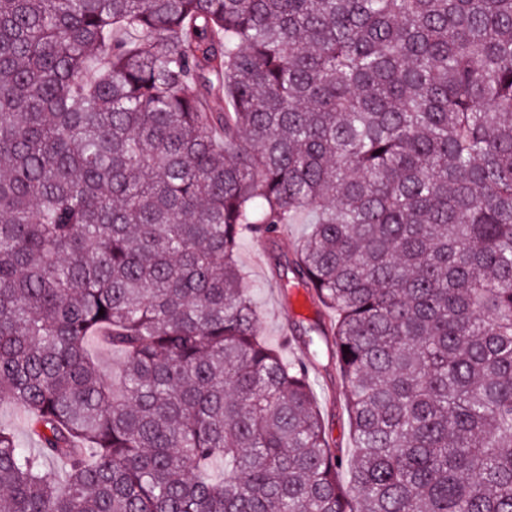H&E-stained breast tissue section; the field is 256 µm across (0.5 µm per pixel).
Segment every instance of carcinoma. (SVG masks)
<instances>
[{
    "label": "carcinoma",
    "instance_id": "cac0c4a2",
    "mask_svg": "<svg viewBox=\"0 0 512 512\" xmlns=\"http://www.w3.org/2000/svg\"><path fill=\"white\" fill-rule=\"evenodd\" d=\"M0 397V512H512V0H0ZM237 258L259 307V336L277 348L286 361L306 359L303 328L319 320L328 322L329 316L313 302L305 288H282L272 273L269 249L263 239L250 234L243 236ZM87 351L100 364L102 370L111 375L121 368L124 360L123 351L106 345L98 336H91L87 340ZM316 366V369L312 370L311 378L327 433L336 448H342L347 455L352 448V441L345 408V389L336 376L334 361L323 354L318 358ZM0 423L14 429L20 442L28 444L26 430L20 410L7 400L0 403Z\"/></svg>",
    "mask_w": 512,
    "mask_h": 512
}]
</instances>
